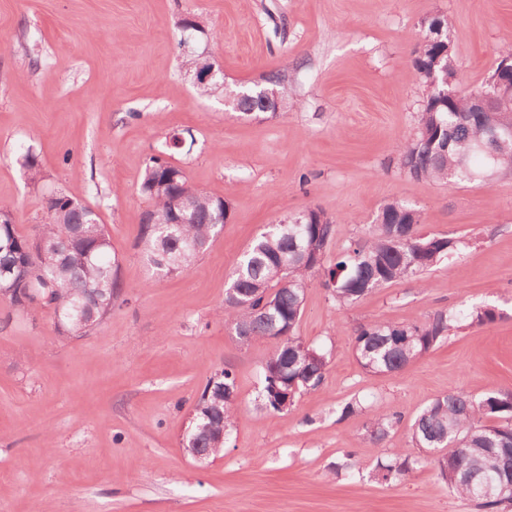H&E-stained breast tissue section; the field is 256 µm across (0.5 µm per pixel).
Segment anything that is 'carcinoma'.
<instances>
[{
	"instance_id": "1",
	"label": "carcinoma",
	"mask_w": 512,
	"mask_h": 512,
	"mask_svg": "<svg viewBox=\"0 0 512 512\" xmlns=\"http://www.w3.org/2000/svg\"><path fill=\"white\" fill-rule=\"evenodd\" d=\"M448 46L426 30L417 43L413 66L435 67L443 77L440 58ZM266 84L291 99L285 76L273 71ZM485 82L468 92L438 97L427 91L417 116L415 137L400 144L397 165H408L411 178L431 182L491 183L512 172V113L494 104L478 112L471 97L486 94ZM190 191L192 210L180 219L172 215L177 194ZM141 193L161 218L141 225V258L158 275L190 270L218 229L215 197L193 190L184 171L160 155L144 168ZM73 197L48 195L36 235L19 232L10 209L0 206V267L12 269L0 277V296L15 307H25L32 293L46 295L44 308L53 312L62 336H75L98 324L103 303L120 293L118 266L109 235L99 215L84 204L75 210ZM322 211L307 208L289 224H271L256 237L237 263L225 290L219 315L244 341L274 339L276 346L263 364V387L258 405L286 412L304 391L318 390L325 381L332 353L305 344L295 335L308 292L320 285L340 307H351L375 290L422 275L449 260L460 249L453 237L422 231L421 212L402 200L385 203L364 237L351 240L325 266L334 234L332 220L321 222ZM465 319L476 326L495 320L491 308L472 307L454 313L439 309L425 320L395 324L373 322L356 330L352 352L360 366L377 375H393L410 361L446 340ZM236 378L230 368L215 383H207L194 413L199 428L196 448L223 452L214 441L229 436L236 415ZM401 417L381 404L372 407L370 439L381 443ZM411 447L430 451L438 476L448 488L474 504L478 512H499L512 504V485L489 494L501 482L512 480V391L475 397L464 391L439 396L422 408L410 424ZM420 459L406 449L376 465V476L399 479Z\"/></svg>"
}]
</instances>
